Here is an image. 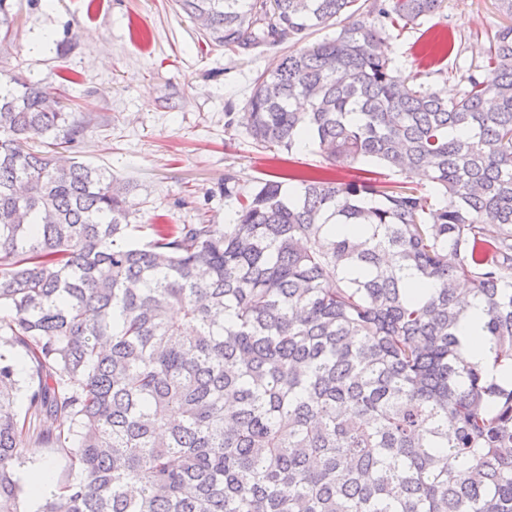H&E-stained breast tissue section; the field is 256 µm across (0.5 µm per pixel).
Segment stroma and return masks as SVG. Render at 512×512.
Here are the masks:
<instances>
[{"mask_svg":"<svg viewBox=\"0 0 512 512\" xmlns=\"http://www.w3.org/2000/svg\"><path fill=\"white\" fill-rule=\"evenodd\" d=\"M506 23L496 0H445L421 25L390 29L389 54L416 83L456 97L462 86L454 69L482 62L489 37ZM438 33L452 43L444 57L426 53ZM335 35L329 27L288 47L233 53L205 42L173 0H12L0 78L38 83L64 111L90 115L79 144L52 152L132 185L137 229L130 239L139 242L157 221L223 223L237 208L224 195L227 175L249 187L323 166L310 149L275 155L256 148L225 110L243 112L255 78L288 48Z\"/></svg>","mask_w":512,"mask_h":512,"instance_id":"obj_1","label":"stroma"}]
</instances>
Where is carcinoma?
I'll list each match as a JSON object with an SVG mask.
<instances>
[{"label": "carcinoma", "instance_id": "obj_1", "mask_svg": "<svg viewBox=\"0 0 512 512\" xmlns=\"http://www.w3.org/2000/svg\"><path fill=\"white\" fill-rule=\"evenodd\" d=\"M356 2L175 0L219 47L339 27L260 73L241 125L274 153L423 175L431 195L229 176L234 223L132 243L129 183L35 149L89 122L0 86V512L30 495L24 439L77 471L43 512H512V388L492 376L512 368V24L446 99L385 52L388 28L445 0ZM462 282L489 365L457 358Z\"/></svg>", "mask_w": 512, "mask_h": 512}]
</instances>
